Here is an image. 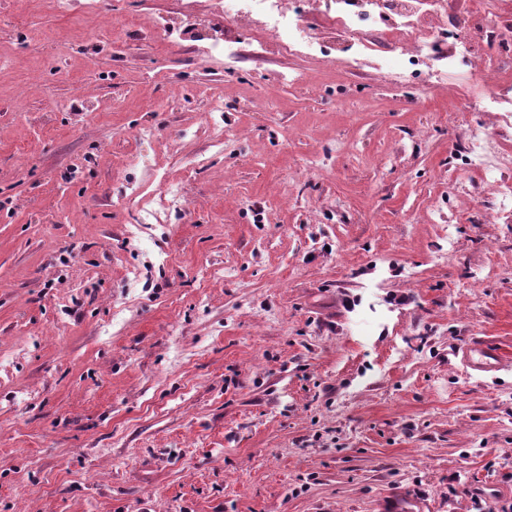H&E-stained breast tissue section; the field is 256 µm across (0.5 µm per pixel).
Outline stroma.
I'll return each instance as SVG.
<instances>
[{
	"label": "stroma",
	"instance_id": "1",
	"mask_svg": "<svg viewBox=\"0 0 512 512\" xmlns=\"http://www.w3.org/2000/svg\"><path fill=\"white\" fill-rule=\"evenodd\" d=\"M214 7L0 0V512L512 504V216L466 140L512 123L246 34L207 68ZM206 63H218L224 68L232 67L236 63V51L230 40L224 38V44H212L200 51ZM462 363L481 373H493L504 366L501 352L483 340H472L462 350Z\"/></svg>",
	"mask_w": 512,
	"mask_h": 512
}]
</instances>
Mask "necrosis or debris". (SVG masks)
<instances>
[{"instance_id": "obj_1", "label": "necrosis or debris", "mask_w": 512, "mask_h": 512, "mask_svg": "<svg viewBox=\"0 0 512 512\" xmlns=\"http://www.w3.org/2000/svg\"><path fill=\"white\" fill-rule=\"evenodd\" d=\"M226 21L248 29L269 54L323 51L326 34L347 35L353 53L342 66L374 57L391 84L417 82L447 91L460 111L512 112V0H218ZM318 11L321 28L308 25ZM474 167L502 199L512 185L498 180L505 153L497 134L468 127Z\"/></svg>"}]
</instances>
